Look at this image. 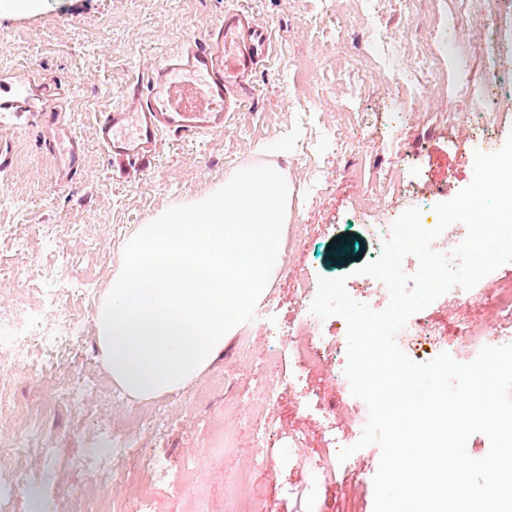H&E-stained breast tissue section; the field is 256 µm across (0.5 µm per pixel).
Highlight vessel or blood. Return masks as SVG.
<instances>
[{
  "label": "vessel or blood",
  "instance_id": "b4317fda",
  "mask_svg": "<svg viewBox=\"0 0 512 512\" xmlns=\"http://www.w3.org/2000/svg\"><path fill=\"white\" fill-rule=\"evenodd\" d=\"M269 53V34L248 11H226L203 38L163 57L146 91H131V105L100 112V144L110 156L135 160L166 132L190 139L223 132L225 117L250 96L251 76Z\"/></svg>",
  "mask_w": 512,
  "mask_h": 512
}]
</instances>
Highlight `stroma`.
<instances>
[{
  "mask_svg": "<svg viewBox=\"0 0 512 512\" xmlns=\"http://www.w3.org/2000/svg\"><path fill=\"white\" fill-rule=\"evenodd\" d=\"M233 8L248 10L271 32L273 59L253 72V93L225 121L223 133L199 140L166 133L147 158L127 162L109 156L97 136L101 110L125 103L129 89L145 83L162 57L207 34ZM451 9V0H385L377 26L381 34L402 40L409 53L436 52L440 44L430 23L447 19ZM362 24L356 6L335 13L325 0H49L39 16L0 20V83L18 91L20 105L18 111L0 112V141L14 152V168L0 183V309L11 310L22 301L32 305L36 316L28 326L29 350L41 365L33 375L0 364V388L15 406L12 414L0 417V443L26 434L30 409L54 405L41 423L51 455L31 448L12 460L32 478L30 486L18 490L14 512H46L44 502L53 493L85 481L72 469L71 458L95 448L101 427L121 432L129 425L132 401L127 396L114 400L104 389L79 402L59 396L74 377L108 378L99 360L95 305L82 307L67 341L43 335L41 328L55 319L44 306L47 297L69 302L89 280L105 290L120 268L124 241L140 225L223 185L237 169L267 164L289 186L282 240L292 249L287 267L279 268L265 293L277 305V323L286 327L297 321L302 309L298 275L305 271L317 278L345 277L347 290L362 291L383 306L387 288L356 275L377 249L371 226L355 210L360 180L408 159L406 194L387 201L374 224L392 223L417 205L427 222L436 221V205L473 178V109L463 85L487 81L481 59L491 47L501 52L502 79L492 100L499 120L486 132L485 145L494 151L512 136V26L491 19L472 29L456 51L447 53L445 80L416 96L372 76L373 65L365 58L337 51L334 36L361 32ZM312 54L320 57L330 90L304 129L292 112L298 97L296 67ZM354 72L365 77L359 104L375 125L374 135L394 126L397 142L357 141L352 154L324 153L314 166L300 164L295 141L332 126L340 100L351 92ZM62 94L67 97L66 131L83 148L81 169L70 181L61 178L62 160L50 146L48 114ZM444 111L455 114V130L430 123V113ZM317 176L329 189L314 195L309 185ZM334 241L344 247V257L331 249ZM501 281H512V262L475 285L472 301L448 294L421 310L422 320L436 333L413 340L406 355L423 363L446 352L470 362L454 329L495 321V310L477 297ZM244 336L249 339L245 347L240 344ZM269 349L263 325L244 322L200 380L158 401H143L146 409L166 404L165 420L159 431L138 436V454L112 455L101 500L119 506L135 501L149 479V457L160 455L178 471L189 458L198 463L182 495L155 486L162 512H225L224 486L243 475L263 493L256 512H373L379 447L355 452L357 473L350 476L325 442L331 420L338 432L353 437L354 415L367 413L365 402L351 396L334 368L318 366L285 385L275 405L258 407L255 384L269 369ZM260 416L271 422L283 444L299 450L297 459L274 471L263 463L255 435Z\"/></svg>",
  "mask_w": 512,
  "mask_h": 512,
  "instance_id": "35a3bbf8",
  "label": "stroma"
}]
</instances>
